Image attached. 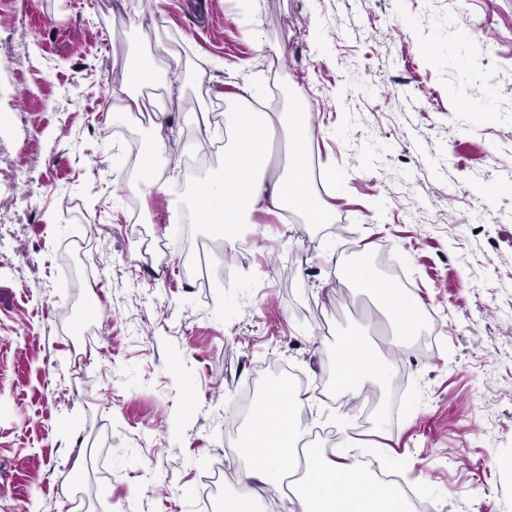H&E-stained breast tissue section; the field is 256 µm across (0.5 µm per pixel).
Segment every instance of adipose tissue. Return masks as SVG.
I'll list each match as a JSON object with an SVG mask.
<instances>
[{
	"instance_id": "ef3b65f1",
	"label": "adipose tissue",
	"mask_w": 512,
	"mask_h": 512,
	"mask_svg": "<svg viewBox=\"0 0 512 512\" xmlns=\"http://www.w3.org/2000/svg\"><path fill=\"white\" fill-rule=\"evenodd\" d=\"M158 76L150 63L130 60L112 84V109L136 112L142 105V90L156 83ZM239 108L230 121L224 145V165L217 182H205L196 192L193 206L199 223L218 228L221 234L236 233L251 223L256 214L278 215L294 209L310 223L322 224L328 213L310 192L304 155L307 140L315 129L308 112H268L253 104L255 84L243 80L234 95ZM291 133L287 171L267 181L266 144L277 125ZM355 285L373 293L397 326L393 346L407 347L416 329L412 306H401L402 291L381 281L371 267L360 264L348 272ZM383 358L363 350L357 339H349L336 357V392L349 399L359 398L370 385L383 382ZM307 398L296 390L268 384L254 419L242 432L238 450L248 465L240 476L236 495L226 497L224 512H250L256 497L279 490L286 475L303 471L296 496V512H406L405 500L356 457L357 442L346 438L336 451L299 464L294 457L302 428L293 415Z\"/></svg>"
}]
</instances>
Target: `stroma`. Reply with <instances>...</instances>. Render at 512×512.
<instances>
[{
    "label": "stroma",
    "instance_id": "stroma-1",
    "mask_svg": "<svg viewBox=\"0 0 512 512\" xmlns=\"http://www.w3.org/2000/svg\"><path fill=\"white\" fill-rule=\"evenodd\" d=\"M6 0L0 6V499L10 512H223L203 506L227 428L287 367L313 426L433 512H512V0ZM112 34L103 44L102 30ZM165 71L173 197L142 201L114 129L122 59ZM271 112L311 108L314 181L332 212L256 215L232 238L169 223L224 162L231 85ZM99 225L93 260L70 252ZM166 269L149 264L158 244ZM408 282L429 337L390 350L391 322L338 266ZM95 281L104 303L86 302ZM103 330L74 387L75 324ZM351 336L386 356L370 415L336 396ZM80 493L72 506L65 490Z\"/></svg>",
    "mask_w": 512,
    "mask_h": 512
}]
</instances>
